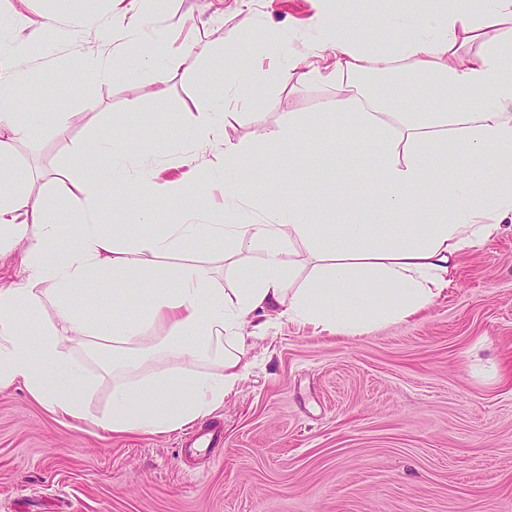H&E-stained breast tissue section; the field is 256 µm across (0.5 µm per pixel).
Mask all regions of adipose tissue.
Segmentation results:
<instances>
[{
    "label": "adipose tissue",
    "mask_w": 512,
    "mask_h": 512,
    "mask_svg": "<svg viewBox=\"0 0 512 512\" xmlns=\"http://www.w3.org/2000/svg\"><path fill=\"white\" fill-rule=\"evenodd\" d=\"M111 12L113 27L132 48L123 57L127 80L137 82L149 68L164 76L183 67L185 52L165 50L164 31L148 29L132 5L112 0ZM393 15L406 24L379 45L346 35L336 20L319 16L316 61L288 53L277 64L298 81L348 88L350 111L320 115L318 123L327 141L342 130L361 134L359 156L371 162L384 188V223H372L365 201L351 194L346 203L359 211V221L325 233L317 222L322 199L313 189L301 207L268 209L260 224H204L198 205L186 198L197 182L195 170L163 178L159 164L113 138L96 146L93 173L56 182L83 228L77 244L67 246L60 227L47 220L49 198L31 194L18 174L0 169V257L18 254L23 268L20 282L0 286V389L23 385L51 411L89 419L107 432L171 433L219 409L244 379L249 345L242 330L253 317L359 336L426 309L447 286L453 260L512 222V32L493 41L482 33L488 19L512 20V0H481L476 12L459 7L458 0H409ZM53 27L45 22L0 48V132L9 134L1 149L38 121L34 115L24 124L16 120L18 90L28 74L12 61ZM383 73L430 82L437 105L380 97L367 78ZM256 82L250 73L226 75L222 97L204 99L198 111L186 113L182 137L221 139L234 117L232 104L247 101ZM301 129L289 119L257 149L287 154L293 166L317 163L319 154L300 141ZM246 158L243 148L228 143L213 168L209 184L225 203L238 198ZM132 182L148 190L137 207L140 223L155 221L159 199L180 204L184 222L120 243L99 223L98 199L111 187L114 203L126 205L124 188ZM203 244L228 259L240 280L234 299L215 287L211 268L202 264L180 266L170 284L146 285L138 278L139 269ZM302 247L314 263L301 280L296 255ZM111 271L118 280L102 287ZM80 287L111 310V321L89 320L71 304ZM144 297L149 312L135 321L125 318L124 308ZM46 309L52 318L35 323V312ZM103 335L112 340L117 381L111 411L92 415L80 404L88 381L70 349ZM142 350L153 354L159 370L144 369Z\"/></svg>",
    "instance_id": "ef3b65f1"
}]
</instances>
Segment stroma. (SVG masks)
<instances>
[{
  "mask_svg": "<svg viewBox=\"0 0 512 512\" xmlns=\"http://www.w3.org/2000/svg\"><path fill=\"white\" fill-rule=\"evenodd\" d=\"M18 8L31 24L57 21L45 47L17 64L34 74L20 110L39 121L0 159L32 176L36 193L58 173L76 180L95 169L92 145L111 136L117 119L142 151L185 157L203 180L225 143H260L289 113L313 142L317 115L343 98L336 87L275 77L257 82L259 103L240 109L223 142L193 145L177 131L204 90L220 89L203 71L250 66L230 40L239 21L272 34L270 65L314 44L315 0H164L150 25L166 28L167 49H198L164 81L145 70L135 85L120 74L101 83L81 78L86 49L122 43L111 25L81 24L109 16L108 0H0L1 39L20 35ZM61 116L70 124L64 139L55 134ZM260 173L274 201L302 202L311 183L324 182L327 233L355 216L345 188L365 192L375 221L384 220L382 186L342 143L331 145L325 165L298 171L263 155L241 180L251 184ZM187 262L213 268L225 294L236 288L220 256L191 246L140 277L159 282ZM249 343L252 367L223 407L169 434L107 433L52 413L24 386L0 389V512H512L511 230L460 254L448 287L409 319L354 337L283 320ZM109 354L92 341L72 348L91 382L81 403L95 414L112 408ZM208 426L221 429L222 443L189 452L187 439Z\"/></svg>",
  "mask_w": 512,
  "mask_h": 512,
  "instance_id": "obj_1",
  "label": "stroma"
}]
</instances>
